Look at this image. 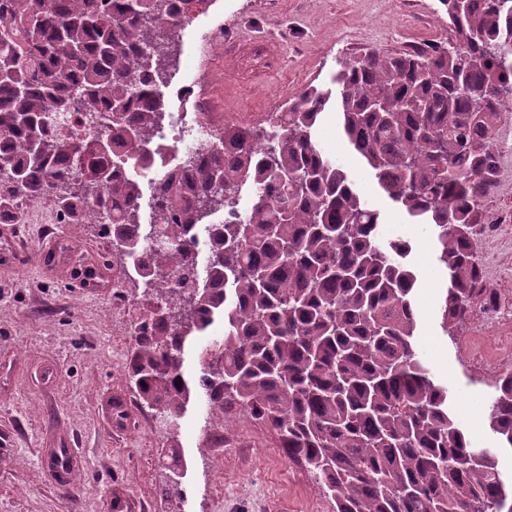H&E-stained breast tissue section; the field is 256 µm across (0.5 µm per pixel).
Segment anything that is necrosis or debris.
Instances as JSON below:
<instances>
[{
  "instance_id": "4bbe7bcc",
  "label": "necrosis or debris",
  "mask_w": 512,
  "mask_h": 512,
  "mask_svg": "<svg viewBox=\"0 0 512 512\" xmlns=\"http://www.w3.org/2000/svg\"><path fill=\"white\" fill-rule=\"evenodd\" d=\"M185 97L194 101L193 122L207 134L220 132L224 115L209 111L205 101L197 99V76L192 54L181 60ZM183 117L163 120L154 139L153 161L165 168L169 176L186 181L193 168H181L168 163L171 150L186 145ZM496 206L483 223L475 225L467 251L477 272L479 298L470 320L457 339L460 359L464 366L479 377L496 376L503 369H512V113H501L495 126L490 150ZM66 216L48 197L28 200L17 208L0 211L1 224H63Z\"/></svg>"
}]
</instances>
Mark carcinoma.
I'll list each match as a JSON object with an SVG mask.
<instances>
[{
    "label": "carcinoma",
    "mask_w": 512,
    "mask_h": 512,
    "mask_svg": "<svg viewBox=\"0 0 512 512\" xmlns=\"http://www.w3.org/2000/svg\"><path fill=\"white\" fill-rule=\"evenodd\" d=\"M194 0H14L0 17V207L52 197L76 217L94 207L112 253L139 258L154 302L139 324L129 381L176 431L200 389L209 423L242 414L269 426L336 502V512H512L492 450H476L448 386L417 351V275L409 238L383 243L380 212L314 137L332 91L288 101L273 130L227 125L224 155L180 183L152 170L173 40ZM454 38L426 51H368L338 61L332 83L344 136L379 187L436 232L447 272L441 327L450 337L477 296L465 243L494 191L493 115L512 105V0H440ZM77 98L88 123L106 112L119 164L77 171L87 144L54 135L46 112ZM161 185L174 216L140 221L142 181ZM248 190L251 206L238 207ZM224 212V223L210 217ZM207 238L200 267L198 235ZM198 383L183 349L215 316ZM489 427L512 449V370L492 384Z\"/></svg>",
    "instance_id": "obj_1"
}]
</instances>
